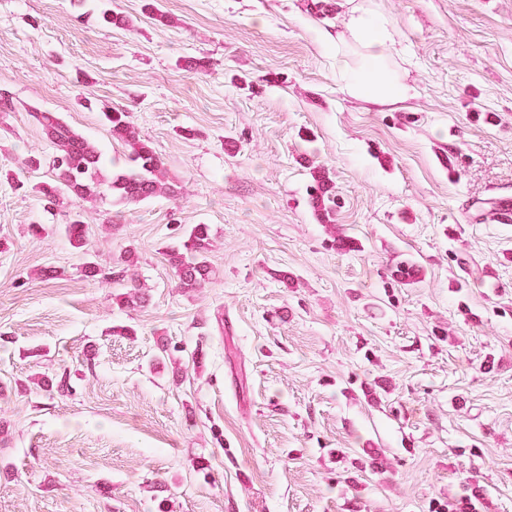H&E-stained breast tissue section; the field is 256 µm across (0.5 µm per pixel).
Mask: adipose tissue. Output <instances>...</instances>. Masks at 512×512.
<instances>
[{
    "label": "adipose tissue",
    "instance_id": "ef3b65f1",
    "mask_svg": "<svg viewBox=\"0 0 512 512\" xmlns=\"http://www.w3.org/2000/svg\"><path fill=\"white\" fill-rule=\"evenodd\" d=\"M339 6L343 11L341 30L321 28L318 40L322 47H347L356 54V65L343 75L347 93L379 105L409 98L411 87L387 68L398 43L391 18L374 8L369 0H340Z\"/></svg>",
    "mask_w": 512,
    "mask_h": 512
}]
</instances>
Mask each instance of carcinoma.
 Returning <instances> with one entry per match:
<instances>
[{
    "instance_id": "obj_1",
    "label": "carcinoma",
    "mask_w": 512,
    "mask_h": 512,
    "mask_svg": "<svg viewBox=\"0 0 512 512\" xmlns=\"http://www.w3.org/2000/svg\"><path fill=\"white\" fill-rule=\"evenodd\" d=\"M35 118L53 149L55 179L37 186L40 199L47 205H56L64 194L78 200L110 196L126 206L178 195L179 183L168 176L163 158L149 139L137 131L127 113L110 106L103 107L101 112L112 137L128 148L124 164L111 169L107 168L104 154L57 114L37 112ZM309 205L322 223L334 222L335 201L324 168L313 173ZM66 233L74 247H84L85 227L79 213L70 217ZM210 238L209 225L194 224L180 231L176 243L169 247L168 261L181 288L195 291L212 281L214 270L207 258ZM419 275V268L409 261L399 262L392 272V277L401 284H410ZM125 288L127 291L118 294L116 302L130 309L142 306L145 301L142 286L131 280Z\"/></svg>"
}]
</instances>
